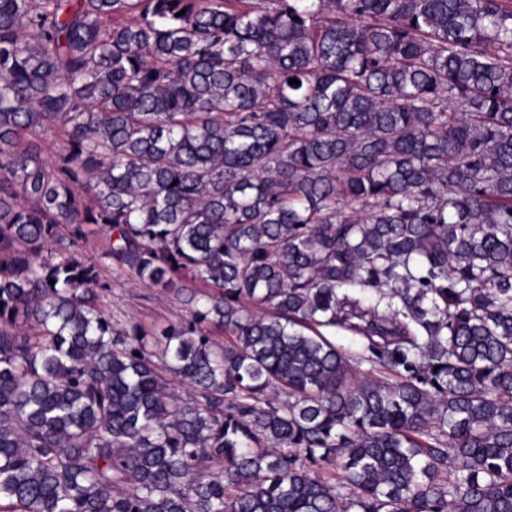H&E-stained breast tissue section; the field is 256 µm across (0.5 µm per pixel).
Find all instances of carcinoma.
Instances as JSON below:
<instances>
[{"mask_svg": "<svg viewBox=\"0 0 512 512\" xmlns=\"http://www.w3.org/2000/svg\"><path fill=\"white\" fill-rule=\"evenodd\" d=\"M0 512H512V0H0ZM102 275L112 288L101 293V305L123 324L133 320L162 327L188 316L187 307L172 293L137 287L127 275L113 274L110 268H105Z\"/></svg>", "mask_w": 512, "mask_h": 512, "instance_id": "carcinoma-1", "label": "carcinoma"}]
</instances>
